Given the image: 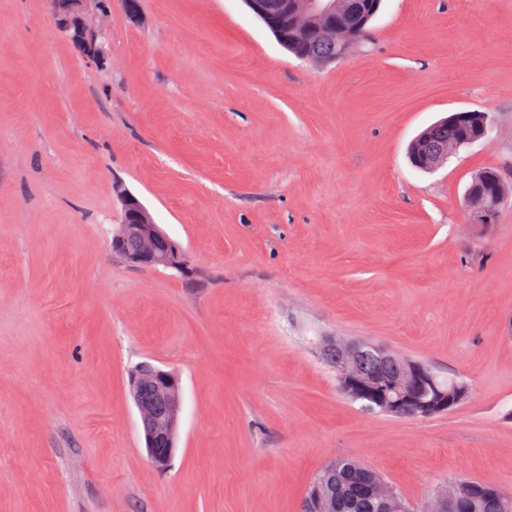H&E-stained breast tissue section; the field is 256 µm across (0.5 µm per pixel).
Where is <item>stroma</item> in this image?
Masks as SVG:
<instances>
[{
  "label": "stroma",
  "mask_w": 512,
  "mask_h": 512,
  "mask_svg": "<svg viewBox=\"0 0 512 512\" xmlns=\"http://www.w3.org/2000/svg\"><path fill=\"white\" fill-rule=\"evenodd\" d=\"M94 61L46 0H0V512H303L344 458L415 512L442 483L512 491V0H383L368 42L305 63L245 0L90 6ZM489 112L434 172L411 141ZM185 269L112 252L118 188ZM468 382L428 419L348 399L325 338ZM178 374L177 447L147 456L133 367ZM470 112V111H468ZM466 115V116H462ZM470 119L472 117L478 118V124L476 127L475 133H473L469 138L463 139L461 141V145L469 146L476 143L489 144L492 141V132H493V120L489 112H470L469 113H457L450 116L448 119H452L453 121H457L461 118Z\"/></svg>",
  "instance_id": "1"
}]
</instances>
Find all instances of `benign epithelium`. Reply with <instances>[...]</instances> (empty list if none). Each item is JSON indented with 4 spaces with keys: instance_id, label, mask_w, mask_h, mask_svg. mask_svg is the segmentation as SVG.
<instances>
[{
    "instance_id": "obj_1",
    "label": "benign epithelium",
    "mask_w": 512,
    "mask_h": 512,
    "mask_svg": "<svg viewBox=\"0 0 512 512\" xmlns=\"http://www.w3.org/2000/svg\"><path fill=\"white\" fill-rule=\"evenodd\" d=\"M95 2L100 9H105L110 0H73L64 12L50 7L51 23L60 31L83 46L92 57L103 56L102 35L89 24L88 4ZM252 10L276 26L279 20L292 16L293 20L308 15L315 17L336 16V30L347 35H358L363 31L365 16L371 8L370 0H342L341 12H336V0H250ZM463 117L478 118L475 133L461 141L464 146L476 143L489 144L492 141L493 120L488 112L460 113L450 116L457 121ZM426 148L430 158L436 160L448 154V142L436 135V125L424 131ZM123 212L121 228L112 239V252L121 255L126 261L141 267L166 266L180 268L185 263V254L180 245L171 242L170 250L159 255L154 250V239L162 234L141 202L132 195H121ZM135 239L139 247L135 252L125 249L128 239ZM322 352L326 360L335 367L338 374L339 388L342 392L356 399L367 401V406L377 404L385 411L400 418H415L417 413L413 400L406 396L396 401L383 400L374 395L373 386L378 375L367 367L372 361L381 369L396 362L394 354L377 345L363 341H349L342 338H329L323 345ZM133 386H149L155 389L162 406L156 404L136 403L142 423L149 425L144 430L145 445L152 463L160 468L167 467L175 449L172 438L176 425L180 422L182 391L178 376L160 367H155L146 377L132 381ZM362 491L375 500L379 512H391V495L382 488L363 484ZM476 491L475 484L461 480L453 485L448 503L443 506L447 512H467L466 503Z\"/></svg>"
}]
</instances>
